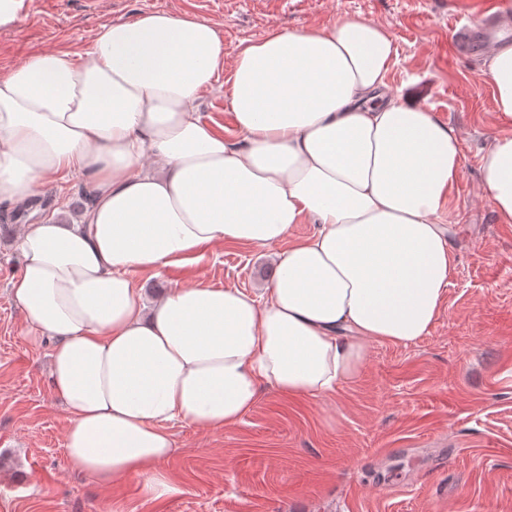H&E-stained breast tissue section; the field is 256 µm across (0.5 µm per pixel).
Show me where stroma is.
<instances>
[{"label": "stroma", "mask_w": 512, "mask_h": 512, "mask_svg": "<svg viewBox=\"0 0 512 512\" xmlns=\"http://www.w3.org/2000/svg\"><path fill=\"white\" fill-rule=\"evenodd\" d=\"M505 0H25L0 31V72L43 49L79 53L104 25L152 11L218 24L228 48L268 29L348 16L387 26L397 50L391 92L432 112L461 140L462 175L439 221L455 264L430 333L373 344L359 379L335 397L262 388L238 424L208 434L172 422L161 468L177 494L149 501L132 477L104 485L70 471L68 417L52 398L51 345L28 337L9 297L22 268L20 221H0V512H512V225L498 223L479 158L512 132L492 108L482 57L457 54L454 32ZM272 250L227 243L158 276L133 274L147 298L204 280L261 292Z\"/></svg>", "instance_id": "35a3bbf8"}]
</instances>
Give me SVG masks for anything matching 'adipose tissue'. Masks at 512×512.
<instances>
[{
  "mask_svg": "<svg viewBox=\"0 0 512 512\" xmlns=\"http://www.w3.org/2000/svg\"><path fill=\"white\" fill-rule=\"evenodd\" d=\"M395 58L374 21L275 30L232 50L214 23L155 11L104 26L82 55L43 50L0 75V203L74 175L95 191L79 221L23 225L9 288L27 330L54 342L73 471L172 496L158 468L170 423L221 431L266 385L334 395L372 344L430 333L455 262L438 216L462 155L454 128L390 91ZM225 67L236 142L195 107ZM482 72L512 119V43ZM480 174L512 224L511 134L483 152ZM295 224L315 230L286 243ZM227 242L275 249L262 293L198 280L150 302L131 279Z\"/></svg>",
  "mask_w": 512,
  "mask_h": 512,
  "instance_id": "ef3b65f1",
  "label": "adipose tissue"
}]
</instances>
